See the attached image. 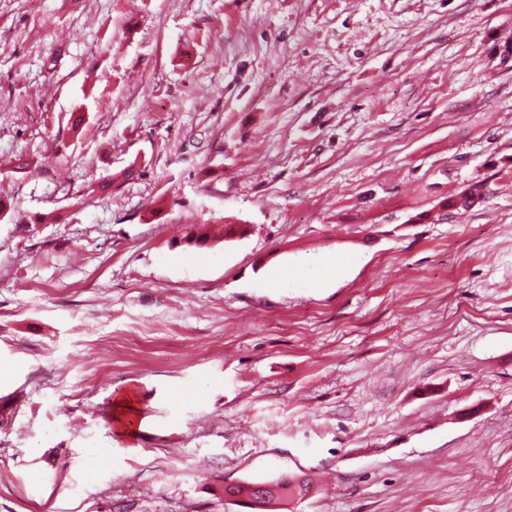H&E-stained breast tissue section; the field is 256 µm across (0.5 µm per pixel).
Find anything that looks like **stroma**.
Listing matches in <instances>:
<instances>
[{
    "label": "stroma",
    "mask_w": 512,
    "mask_h": 512,
    "mask_svg": "<svg viewBox=\"0 0 512 512\" xmlns=\"http://www.w3.org/2000/svg\"><path fill=\"white\" fill-rule=\"evenodd\" d=\"M506 41L512 0H0V512H512ZM484 188L480 181L464 185L456 194L446 198L440 204V209L467 210L478 200L482 199ZM133 392L126 391L117 397L115 401L114 421L118 433L122 436H128V431L133 427L132 421H129L128 410H132ZM298 477L302 476L286 474L272 481L237 483L229 492L237 496L244 504L242 507L250 512H275L284 502L310 492L311 480L303 477L294 483Z\"/></svg>",
    "instance_id": "35a3bbf8"
}]
</instances>
